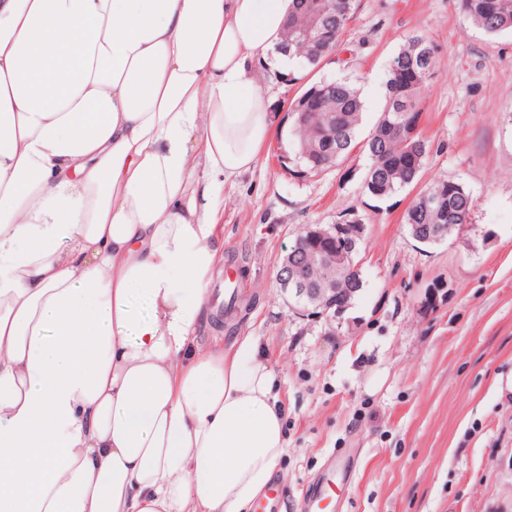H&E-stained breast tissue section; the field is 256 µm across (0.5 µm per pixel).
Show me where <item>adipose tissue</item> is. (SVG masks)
Masks as SVG:
<instances>
[{
  "instance_id": "obj_1",
  "label": "adipose tissue",
  "mask_w": 512,
  "mask_h": 512,
  "mask_svg": "<svg viewBox=\"0 0 512 512\" xmlns=\"http://www.w3.org/2000/svg\"><path fill=\"white\" fill-rule=\"evenodd\" d=\"M292 0H0V512H248L258 339L203 345Z\"/></svg>"
}]
</instances>
